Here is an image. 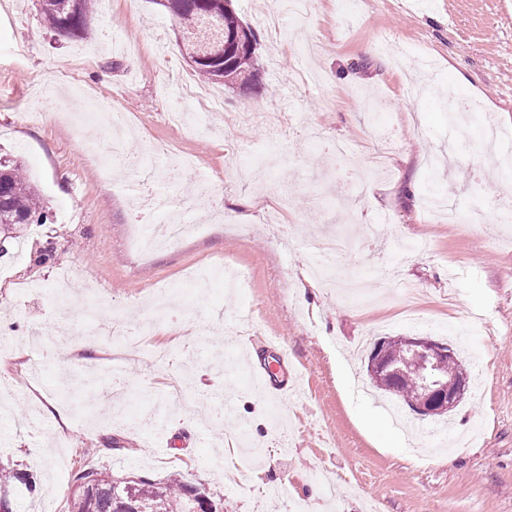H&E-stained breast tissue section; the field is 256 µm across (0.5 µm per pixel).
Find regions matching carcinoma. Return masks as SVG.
<instances>
[{
    "instance_id": "cac0c4a2",
    "label": "carcinoma",
    "mask_w": 512,
    "mask_h": 512,
    "mask_svg": "<svg viewBox=\"0 0 512 512\" xmlns=\"http://www.w3.org/2000/svg\"><path fill=\"white\" fill-rule=\"evenodd\" d=\"M94 0H40L44 25L58 36L86 39L89 36L87 17ZM229 0H160L182 27L186 48L214 45L224 33L251 29L227 6ZM258 50L245 52L235 58L229 68L224 61L197 63L196 76L208 84H235L246 78L252 86L258 76ZM49 212L34 182L24 174L22 164L13 159H0V229L9 224H44ZM387 356L393 371L384 379L380 390L399 397L403 402L418 400L425 391L423 381L414 370L412 354L404 345L390 341ZM437 373L450 380L467 377L460 361L442 360ZM33 489L29 474L0 463V503L12 504L10 490L17 485ZM224 512V498L210 495L178 476L164 482L140 476L116 479L94 470H82L75 475L74 489L69 498V512Z\"/></svg>"
}]
</instances>
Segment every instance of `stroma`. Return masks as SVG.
Instances as JSON below:
<instances>
[{"mask_svg":"<svg viewBox=\"0 0 512 512\" xmlns=\"http://www.w3.org/2000/svg\"><path fill=\"white\" fill-rule=\"evenodd\" d=\"M233 4L258 33L260 75L254 89H226L222 114L198 132L167 118L179 101L160 49L194 72L178 23L154 0H112L108 18L92 9L90 41L45 29L38 0H0V157L21 161L52 214L0 257V462L37 483L16 491L14 512H67L87 469L179 474L223 496L226 512H291L298 499L308 512H512V224L469 228L422 209L433 196L462 211L512 196V167L487 171L498 150L478 137L488 112L512 135V0H315L306 29L283 39L260 0ZM403 52L468 101V114L449 117L429 92L410 96ZM41 76L76 91L73 113L84 114L87 89L128 113L133 150L151 142L192 157L177 182L151 166L154 184L188 195L197 171L208 173L220 218L141 253L138 174L105 177L67 117L27 116ZM365 90L380 98L376 113L358 104ZM336 140L362 164L382 153L385 174L347 180L319 147ZM273 208L294 235L269 222ZM328 235L349 239L325 262L368 276L367 303L310 276L309 244ZM221 266L244 271L245 286L228 290ZM116 314L151 325L127 373L125 421L100 401L101 381L79 372L101 361ZM35 329L67 355L39 374L26 344ZM412 332L448 343L471 375L448 419H394L368 381L373 344ZM266 336L282 338L302 398L271 404L242 372ZM175 373L191 383L170 413ZM76 377L78 401L57 399ZM218 396L231 406L219 436ZM243 431L266 450L261 469L240 464Z\"/></svg>","mask_w":512,"mask_h":512,"instance_id":"stroma-1","label":"stroma"}]
</instances>
